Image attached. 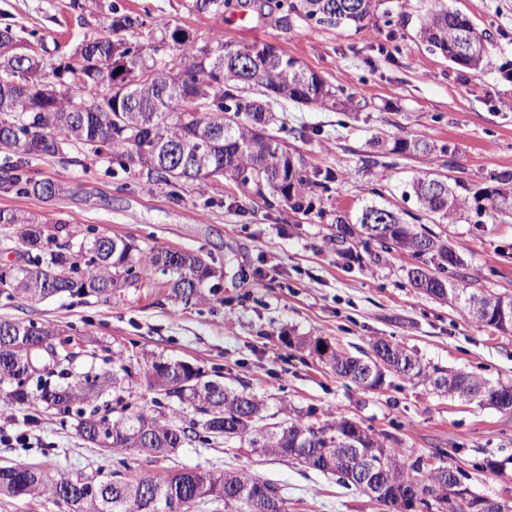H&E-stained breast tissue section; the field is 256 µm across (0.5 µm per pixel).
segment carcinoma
Listing matches in <instances>:
<instances>
[{"mask_svg":"<svg viewBox=\"0 0 512 512\" xmlns=\"http://www.w3.org/2000/svg\"><path fill=\"white\" fill-rule=\"evenodd\" d=\"M392 0H265L267 15L275 16L278 27L290 31L300 23L342 28H361L373 19L390 23ZM237 0H193L199 13L222 16ZM145 20L117 0L104 13L101 31L85 38L72 51L86 64L78 67L65 61L45 71L34 34L20 35L12 24L0 26V192L42 199L54 198L65 187L41 178L30 162L39 157H56L77 152L92 155L107 164L112 174L122 172L145 185L176 190L185 184L207 193L214 183L210 173L219 172L225 184L252 191L268 206L284 203L303 217L323 215L316 203L329 194L338 180L335 170L314 168L300 154L291 153L279 136L269 132L277 122L281 102L315 103L342 110L350 96L342 88L327 84L315 72L283 52L267 51L259 41L224 43L216 30L204 45L213 54L193 51L180 55L182 46L196 40L194 34L157 16L152 35L165 50H142L135 33ZM419 38L431 53L455 65L479 70L484 61L485 33L470 19L442 7L421 23ZM249 49L251 69L241 70L240 51ZM177 52L171 59L168 52ZM19 52L27 54L24 69L8 66ZM222 82L213 84L215 72ZM44 85H53L57 95L39 98ZM200 97L202 123L182 118L185 94ZM392 147L379 153L390 156H448V171L456 168L455 149L437 146L426 139L395 137ZM494 185L475 189L460 177L426 172L410 184L420 214L405 213L389 206L364 205L354 215L336 216V232L329 241L345 257L361 259V247L369 259L383 255H408L415 263L407 269L411 287L446 303L463 318L500 333H512V318L499 312L501 296L472 287L466 264L443 232L422 223L453 224L471 213L492 219H512V171L493 176ZM11 229L22 247L24 264L0 268V298L7 301L41 302L69 296L95 297L106 301L120 288H138L155 274L167 278L175 297L187 302L207 299L216 270L205 257L163 247L139 248L133 242L103 235L98 237L60 222L47 224L13 210L0 209V229ZM481 311L471 312L472 301ZM64 331L34 321H0V390L13 404L51 409L60 415L77 413L75 428L86 441L118 456L119 467L106 476L54 475L35 466L0 467V495L13 497L51 496L64 503L68 512H172V504L188 512L194 505L224 502V512H252L256 499L259 512H288L278 486L245 470L214 474L202 470H179L165 476L139 473L121 454L132 451L157 460L194 441L239 439L259 455L292 458L320 472L332 473L349 485V444L365 448L386 464L380 477L390 489L407 491L440 486L444 510L432 504L421 512H478V492L468 494V477L463 485L448 480V474L407 463L390 434H377L369 427L340 414L315 429L303 418L269 424L264 404L246 391L228 392L215 381L189 380L178 362L149 358L143 368L147 390L156 394L152 406L109 419L90 405L108 391L124 389L131 376L122 352L112 356V369L71 377V353L62 350L70 343ZM383 348L389 367L380 370L370 354L352 357L336 350L330 367L336 376L363 388L385 386L387 378L399 374L433 387L460 400L512 411V383H491L468 373L437 364L424 363L396 343L378 339L370 350ZM59 382L51 383V377ZM36 380V388L30 381ZM194 409V417L177 422L179 408ZM168 407L169 414L160 411ZM266 428L261 436L257 428ZM301 451L296 453L294 448Z\"/></svg>","mask_w":512,"mask_h":512,"instance_id":"carcinoma-1","label":"carcinoma"}]
</instances>
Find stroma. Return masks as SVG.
Instances as JSON below:
<instances>
[{"label": "stroma", "instance_id": "stroma-1", "mask_svg": "<svg viewBox=\"0 0 512 512\" xmlns=\"http://www.w3.org/2000/svg\"><path fill=\"white\" fill-rule=\"evenodd\" d=\"M98 2L0 0V23L36 31L45 43L46 63L55 64L61 52L99 30ZM120 2L140 14L166 17L200 41L220 29L231 44H272L328 84L352 92L345 114L290 101L279 114L287 127L311 132L290 139L294 152L340 178L322 203L324 217L298 219L288 208L268 207L258 196L221 182L203 197L189 185L174 195L108 173L92 159L36 160L39 176L63 184L65 193L42 200L0 192V209L78 229L95 225L143 249L163 246L210 256L223 276L205 305L176 299L158 274L106 302L0 298V320L59 325L78 343L74 373L109 369L118 351L136 368L152 354L186 361L207 379L263 401L275 419L313 408L322 423L342 413L396 436L405 459L452 448L474 490L491 496L512 492V412L453 401L398 376L383 391H365L337 379L316 355L286 344L291 336L319 338L356 355L384 339L424 361L494 383L512 382V333L479 328L411 288L410 258L351 262L329 241L337 214L359 210L370 201V188L381 186L384 205L414 212L416 200L401 198L405 184L444 169L443 155L412 156L398 159L377 180V167L368 163L375 142L408 136L455 147L460 177L474 184L512 171V110L504 107L512 101V0H394L387 23L373 21L359 30L303 23L291 31L241 8L217 17L197 13L190 0ZM444 6L486 32L479 71L460 68L420 44L423 19ZM446 234L475 287L512 297V222L478 228L465 219L449 225ZM0 430L25 437L0 443L1 466L48 463L74 475L114 467V457L81 438L71 417L0 397ZM489 460L497 470L485 469ZM131 466L155 475L174 468L216 474L245 469L277 485L288 512H386L334 476L253 454L237 441L192 442L156 463L136 455Z\"/></svg>", "mask_w": 512, "mask_h": 512}]
</instances>
